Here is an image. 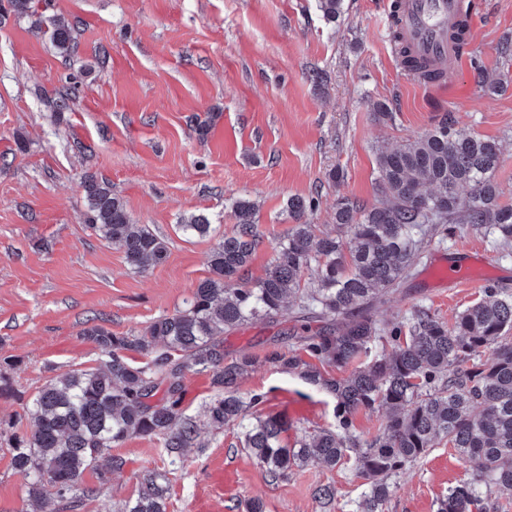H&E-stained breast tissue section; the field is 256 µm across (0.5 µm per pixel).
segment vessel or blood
Instances as JSON below:
<instances>
[{
    "label": "vessel or blood",
    "mask_w": 512,
    "mask_h": 512,
    "mask_svg": "<svg viewBox=\"0 0 512 512\" xmlns=\"http://www.w3.org/2000/svg\"><path fill=\"white\" fill-rule=\"evenodd\" d=\"M485 12L484 0H475L466 17L460 14L459 0H395L392 21L402 44L446 71L447 76L437 82V89L454 94L462 89L460 78L471 66L473 51L460 48L451 33L462 23L474 28ZM485 262L483 254H475L466 266L445 269L443 277L456 285L472 282L474 270Z\"/></svg>",
    "instance_id": "b4317fda"
}]
</instances>
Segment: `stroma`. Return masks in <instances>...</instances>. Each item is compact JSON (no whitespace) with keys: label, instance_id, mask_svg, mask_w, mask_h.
<instances>
[{"label":"stroma","instance_id":"stroma-1","mask_svg":"<svg viewBox=\"0 0 512 512\" xmlns=\"http://www.w3.org/2000/svg\"><path fill=\"white\" fill-rule=\"evenodd\" d=\"M388 4L344 0L330 24L316 0H35L21 14L0 0V378L9 386L0 393V422L27 431V407L47 380L98 364L85 327L133 336L183 309L208 275L211 250L236 229V199L257 205L261 241L247 272L255 280L294 225L289 197L315 198L309 223L333 230L337 196L374 203L378 146L449 116L500 144L495 179L503 202H512V52L498 48L512 36V0H493L473 34L482 70L509 81L491 91L470 75L463 99L429 94L401 68ZM59 18L78 27L72 51L46 36ZM315 70L323 82L311 80ZM68 87L69 106L56 111ZM378 102L396 112L395 125L374 120ZM335 166L344 172L338 184L328 180ZM89 175L111 186L135 223L165 239L163 263L135 272L89 228L82 188ZM199 215L213 224L210 236L183 235L180 223ZM468 248L487 256L491 285L512 289V248L460 225L425 244L396 292L375 305L379 323L398 324L415 303L453 323L482 286L442 285L433 264L459 266ZM321 328L297 322L289 309L277 322L255 320L224 338L227 356L255 360L240 393L265 394L263 413L287 419L293 436L334 425L336 401L264 356L276 336ZM201 442L186 449L172 477V512H246L255 498L265 512H356L364 491L349 464H310L272 483L235 431H209ZM159 446L127 439L112 450L126 459L123 469L103 479L85 473L96 497L62 500L47 487L46 512H115ZM219 463L235 470L234 494L211 479ZM468 474V463L440 443L394 478L383 512H437V499ZM324 484L336 488L332 503L317 497ZM33 510L0 436V512Z\"/></svg>","mask_w":512,"mask_h":512}]
</instances>
